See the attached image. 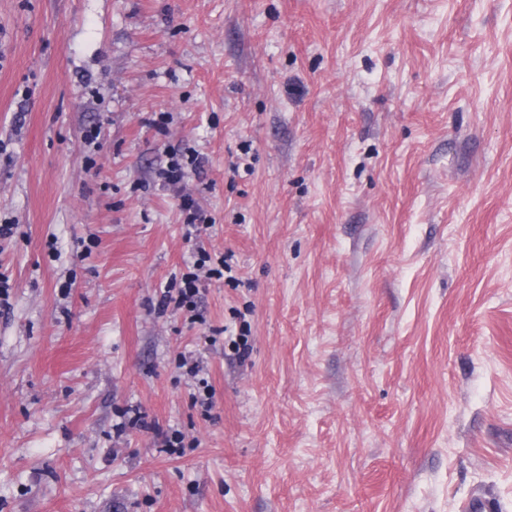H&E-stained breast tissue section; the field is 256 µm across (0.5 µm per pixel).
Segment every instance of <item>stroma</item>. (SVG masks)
<instances>
[{
    "instance_id": "stroma-1",
    "label": "stroma",
    "mask_w": 512,
    "mask_h": 512,
    "mask_svg": "<svg viewBox=\"0 0 512 512\" xmlns=\"http://www.w3.org/2000/svg\"><path fill=\"white\" fill-rule=\"evenodd\" d=\"M0 224V512H512V0H0ZM199 276L194 272L184 275L182 285L179 288L178 297L175 299V307L177 309L187 308L194 311L197 307L194 298L199 292L198 282Z\"/></svg>"
}]
</instances>
